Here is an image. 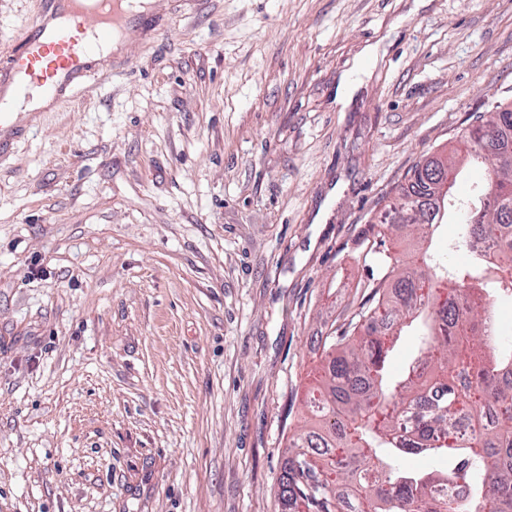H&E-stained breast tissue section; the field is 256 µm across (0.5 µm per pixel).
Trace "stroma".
Segmentation results:
<instances>
[{"instance_id": "1", "label": "stroma", "mask_w": 512, "mask_h": 512, "mask_svg": "<svg viewBox=\"0 0 512 512\" xmlns=\"http://www.w3.org/2000/svg\"><path fill=\"white\" fill-rule=\"evenodd\" d=\"M39 9L0 0V50ZM152 14L0 160V512H281L322 340L408 249L372 224L512 101V0Z\"/></svg>"}]
</instances>
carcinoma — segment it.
Segmentation results:
<instances>
[{
    "mask_svg": "<svg viewBox=\"0 0 512 512\" xmlns=\"http://www.w3.org/2000/svg\"><path fill=\"white\" fill-rule=\"evenodd\" d=\"M462 155L418 162L401 188L392 226L412 254L431 256L438 228L459 213L464 266L382 257L383 275L362 308L367 325L327 336L325 380L309 399L315 431L291 437L278 479L282 512H512V345L497 305L512 298V105L501 102L462 136ZM487 169L468 198L453 187L468 165ZM463 320L458 345L442 334ZM419 341L404 374L386 370L406 329ZM493 343L473 345L474 337ZM446 460L416 471L406 454Z\"/></svg>",
    "mask_w": 512,
    "mask_h": 512,
    "instance_id": "1",
    "label": "carcinoma"
}]
</instances>
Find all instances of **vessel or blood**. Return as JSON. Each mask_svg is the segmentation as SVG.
<instances>
[{"label":"vessel or blood","instance_id":"1","mask_svg":"<svg viewBox=\"0 0 512 512\" xmlns=\"http://www.w3.org/2000/svg\"><path fill=\"white\" fill-rule=\"evenodd\" d=\"M133 0H41L21 42L0 53V158L25 134L15 104L72 97L83 80L110 75L104 45L125 40Z\"/></svg>","mask_w":512,"mask_h":512}]
</instances>
